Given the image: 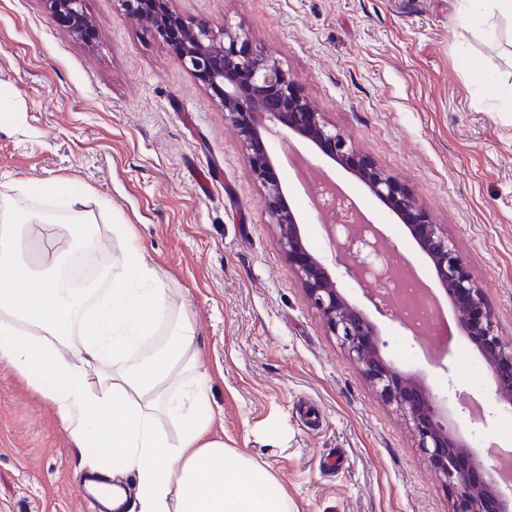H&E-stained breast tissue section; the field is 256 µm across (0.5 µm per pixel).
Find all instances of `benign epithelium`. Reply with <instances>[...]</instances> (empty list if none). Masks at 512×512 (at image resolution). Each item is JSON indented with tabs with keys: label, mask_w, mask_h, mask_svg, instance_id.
<instances>
[{
	"label": "benign epithelium",
	"mask_w": 512,
	"mask_h": 512,
	"mask_svg": "<svg viewBox=\"0 0 512 512\" xmlns=\"http://www.w3.org/2000/svg\"><path fill=\"white\" fill-rule=\"evenodd\" d=\"M69 32L83 36L91 26L85 0H46ZM147 32L166 42L176 61L216 95L225 116L238 129L252 175L264 189L265 206L277 228V243L302 282L323 323L348 350L380 397L407 417L418 447L452 496L451 512H512V487L483 476V462L448 421V411L411 374L382 355L375 324L341 294L322 261L305 245L297 217L288 206L263 133L279 126L283 137L299 135L323 154L352 170L370 191L387 202L431 261L437 283L452 302L458 324L491 371L499 402L512 408V342L498 335L482 290L471 278L448 234L422 211L414 195L361 154L298 92L294 79L270 54L254 52L247 35L226 22L217 32L204 22L184 19L170 0H123ZM345 273L356 281L385 275L392 242L368 224L340 215L326 226Z\"/></svg>",
	"instance_id": "obj_1"
}]
</instances>
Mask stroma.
Here are the masks:
<instances>
[{"mask_svg": "<svg viewBox=\"0 0 512 512\" xmlns=\"http://www.w3.org/2000/svg\"><path fill=\"white\" fill-rule=\"evenodd\" d=\"M189 20L249 32L302 95L378 167L404 183L453 240L512 341V19L467 25L460 0H170ZM95 40L73 37L45 0H0V197L18 181L69 182L103 235L98 264L121 256L133 225L168 288L173 315L196 326L209 373L202 410L213 438L270 471L291 512H450L451 497L405 416L385 403L329 335L280 251L242 142L202 82L147 38L123 0H85ZM313 172L347 189L425 283L432 265L400 218L350 170L294 137ZM218 167L207 193L198 170ZM276 171L301 233L343 296L363 309L385 359L447 407L477 449L512 450V409L491 374L472 381L475 345L437 300L456 365L423 357L398 312L378 314L370 283L344 272L285 163ZM485 423L461 414L457 394ZM86 467L54 404L0 361V512H85Z\"/></svg>", "mask_w": 512, "mask_h": 512, "instance_id": "obj_1", "label": "stroma"}]
</instances>
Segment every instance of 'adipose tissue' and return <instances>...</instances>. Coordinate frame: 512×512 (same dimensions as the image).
Segmentation results:
<instances>
[{
    "instance_id": "ef3b65f1",
    "label": "adipose tissue",
    "mask_w": 512,
    "mask_h": 512,
    "mask_svg": "<svg viewBox=\"0 0 512 512\" xmlns=\"http://www.w3.org/2000/svg\"><path fill=\"white\" fill-rule=\"evenodd\" d=\"M14 190L16 200L0 202V361L55 404L80 456H108L136 475L135 497L116 485L113 499L125 512H289L269 471L210 438L196 328L173 315L130 225L112 227L123 254L104 269L109 288H72L60 253L44 254L36 268L20 261L53 218L20 206L27 183ZM159 326L164 342L139 356ZM164 416L177 422V440L161 429Z\"/></svg>"
}]
</instances>
